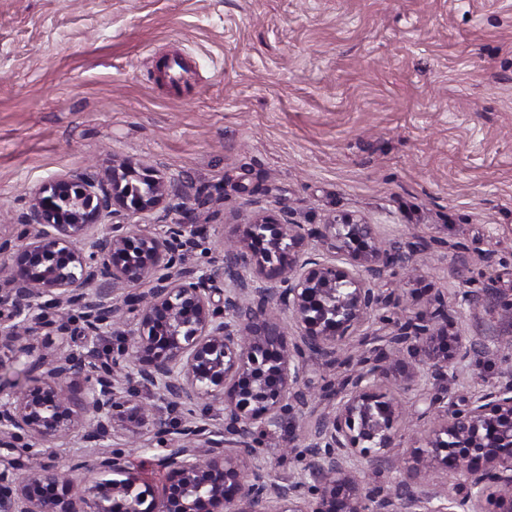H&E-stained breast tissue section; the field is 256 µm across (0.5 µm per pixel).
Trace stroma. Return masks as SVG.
<instances>
[{
  "label": "stroma",
  "mask_w": 512,
  "mask_h": 512,
  "mask_svg": "<svg viewBox=\"0 0 512 512\" xmlns=\"http://www.w3.org/2000/svg\"><path fill=\"white\" fill-rule=\"evenodd\" d=\"M176 54L185 70L160 79ZM116 159L194 185L146 221L206 225L202 267L260 207L431 242L382 283L398 315L441 296L460 334L491 339L512 298V0H0V234L33 190ZM510 369L506 351L465 363L448 393ZM313 423L260 434L259 460L296 476L283 444Z\"/></svg>",
  "instance_id": "obj_1"
}]
</instances>
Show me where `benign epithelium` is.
<instances>
[{
	"mask_svg": "<svg viewBox=\"0 0 512 512\" xmlns=\"http://www.w3.org/2000/svg\"><path fill=\"white\" fill-rule=\"evenodd\" d=\"M173 198L190 199L191 187L122 162L44 184L0 236V350L29 373L22 386L0 379V448L27 457L25 474L0 473V512H512V373L462 405L435 395L421 412L385 388L436 383L489 349L450 333L455 314L440 297L404 322L381 313L403 297L378 283L411 256L387 252L352 214L316 227L257 211L225 240L226 259L201 269L183 251L203 225L127 220ZM307 240L317 253L302 250ZM376 314L383 334L367 361L310 433L288 440L308 475L278 480L254 459L256 431L302 412L311 358L335 363ZM106 332L115 342L102 348ZM68 336L87 337L83 349H67ZM140 389L181 415L162 417ZM213 405L224 407L218 427L196 416ZM409 414L422 447L403 468L390 452ZM143 428L165 450L158 488L110 444L131 447ZM70 435L86 443L72 465L80 488L43 456ZM450 457L464 480L431 481ZM364 462L398 472L392 490L362 478Z\"/></svg>",
	"mask_w": 512,
	"mask_h": 512,
	"instance_id": "1",
	"label": "benign epithelium"
}]
</instances>
